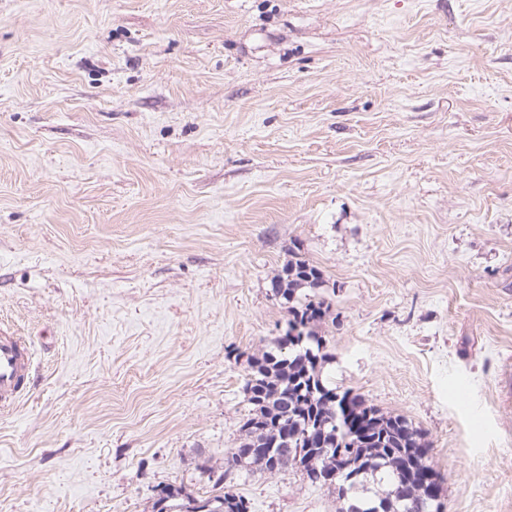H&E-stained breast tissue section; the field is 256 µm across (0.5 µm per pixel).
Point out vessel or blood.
<instances>
[{"instance_id":"1","label":"vessel or blood","mask_w":512,"mask_h":512,"mask_svg":"<svg viewBox=\"0 0 512 512\" xmlns=\"http://www.w3.org/2000/svg\"><path fill=\"white\" fill-rule=\"evenodd\" d=\"M34 365L29 343L9 331L0 332V410L10 409L30 390Z\"/></svg>"}]
</instances>
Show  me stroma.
<instances>
[{"label": "stroma", "instance_id": "35a3bbf8", "mask_svg": "<svg viewBox=\"0 0 512 512\" xmlns=\"http://www.w3.org/2000/svg\"><path fill=\"white\" fill-rule=\"evenodd\" d=\"M430 445L443 512H512V0H0V512L205 492L284 333ZM252 512H336L242 471ZM34 365L29 343L8 330L0 332V410H9L30 390Z\"/></svg>", "mask_w": 512, "mask_h": 512}]
</instances>
